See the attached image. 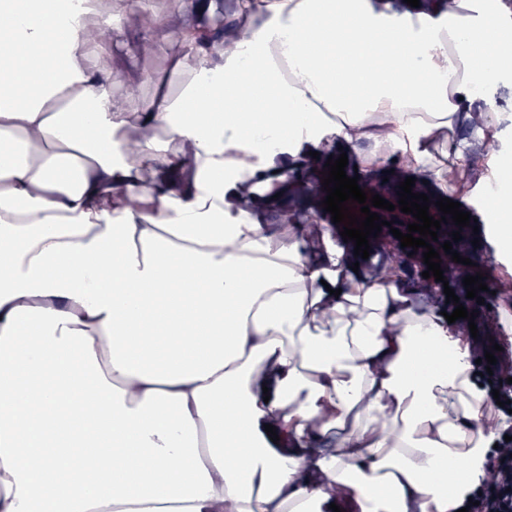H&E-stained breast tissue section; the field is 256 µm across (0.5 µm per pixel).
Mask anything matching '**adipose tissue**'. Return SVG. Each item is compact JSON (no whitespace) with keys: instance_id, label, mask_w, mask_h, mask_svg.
Returning a JSON list of instances; mask_svg holds the SVG:
<instances>
[{"instance_id":"obj_1","label":"adipose tissue","mask_w":512,"mask_h":512,"mask_svg":"<svg viewBox=\"0 0 512 512\" xmlns=\"http://www.w3.org/2000/svg\"><path fill=\"white\" fill-rule=\"evenodd\" d=\"M279 45L301 25L328 32L332 69L288 48L291 76L269 67L280 109L187 118L201 87L215 100L241 84L252 44L212 60L206 36L181 34L196 74L137 118L107 109L73 0H0L8 39L44 51L0 85V512H325L334 485L360 512H453L482 459L481 399L446 319L416 314L395 282L345 275L341 256L271 248L248 213L224 220L234 183L268 173L274 135L292 160L324 138L350 139L364 115L390 118L393 145L427 164L434 130L463 122L474 78L506 70V0H245ZM66 39L49 43L56 28ZM394 72L347 75L367 29ZM340 113L328 124L320 109ZM153 130L145 182L115 151L131 121ZM188 145L201 175L178 159ZM141 203L139 213L125 202ZM172 272L160 277L158 265ZM254 270L247 285L236 274ZM40 409L22 410L23 390ZM277 440H270L266 425ZM38 456L45 481L25 461ZM180 465L171 468L170 457Z\"/></svg>"}]
</instances>
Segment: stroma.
<instances>
[{
    "label": "stroma",
    "mask_w": 512,
    "mask_h": 512,
    "mask_svg": "<svg viewBox=\"0 0 512 512\" xmlns=\"http://www.w3.org/2000/svg\"><path fill=\"white\" fill-rule=\"evenodd\" d=\"M190 0H155L158 14L154 27L139 28L133 22L115 24L112 28V53L101 58L97 66L111 71L110 94L116 108L134 114L159 91L178 95L182 83L193 67L192 60L183 58L179 48L178 31L167 24L168 14H177L184 26L197 23V16L189 5ZM477 100L474 113L484 118L481 128L456 127L453 136L471 139L483 138L485 146L480 153L466 154L461 169L451 172L447 183H440L436 171L448 165L447 133L434 135L429 145L431 159L423 167L409 161L407 154L386 145L388 127L372 124L352 140H332L324 144L318 158H305L301 167L291 172L292 186L279 201H270L258 179L238 182L234 204L237 209L259 216L269 224L272 243L288 241L297 245L304 257H312L326 250L340 253L347 265H358L359 276L366 282L378 280V270L388 262L395 246L379 239H370L372 256L363 260L354 257L353 242L338 241L333 235L331 215L319 206L313 189L324 177L328 158L347 155V176H359L363 180L380 181L391 176L394 179L415 178L436 198H449L465 207L482 209L490 189L507 192L497 171V156L512 154V68L501 73L490 85L477 84ZM473 262L469 275L484 274L488 287L483 298L486 306L480 309L475 323L482 336L512 337V257L497 263H486L480 249L471 247L466 252ZM424 264L416 256H409L405 268L398 274L403 287L413 291V309L424 314L430 311L453 312V304L447 303L445 288H460L462 281L450 279L442 284L432 278H424Z\"/></svg>",
    "instance_id": "obj_1"
}]
</instances>
